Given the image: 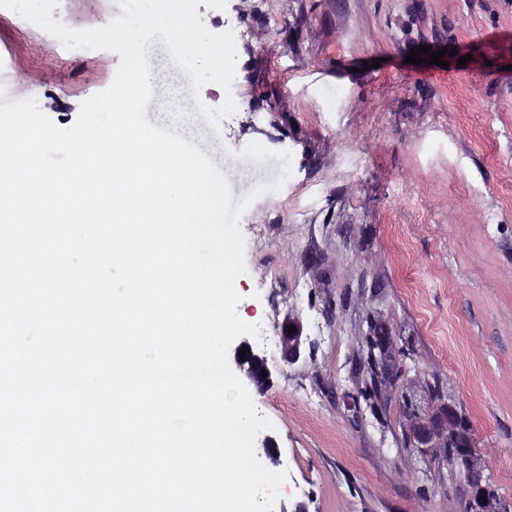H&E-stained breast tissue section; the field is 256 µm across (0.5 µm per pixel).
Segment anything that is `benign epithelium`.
<instances>
[{
	"label": "benign epithelium",
	"instance_id": "1",
	"mask_svg": "<svg viewBox=\"0 0 512 512\" xmlns=\"http://www.w3.org/2000/svg\"><path fill=\"white\" fill-rule=\"evenodd\" d=\"M379 326L383 332L376 363L380 380L378 390L381 391L391 385L397 357L404 355L405 348L398 342V337L391 335L387 323L381 322ZM280 342L285 361L293 364L301 359L305 339L299 320L288 318L282 323ZM243 350L246 351L245 360L239 357ZM228 363L247 388L262 392L273 382V371L266 356L247 339L241 340L233 348ZM264 370L267 371L265 376L262 375ZM405 432L424 453L434 450L444 453L449 443L457 445L455 451L458 454L460 470L469 487L465 512H512L490 488L483 458L475 448L472 430L460 421V412L454 401L429 402L408 414L405 416Z\"/></svg>",
	"mask_w": 512,
	"mask_h": 512
}]
</instances>
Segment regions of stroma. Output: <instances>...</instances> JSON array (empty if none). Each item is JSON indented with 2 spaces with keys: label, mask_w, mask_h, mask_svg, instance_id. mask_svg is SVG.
Wrapping results in <instances>:
<instances>
[{
  "label": "stroma",
  "mask_w": 512,
  "mask_h": 512,
  "mask_svg": "<svg viewBox=\"0 0 512 512\" xmlns=\"http://www.w3.org/2000/svg\"><path fill=\"white\" fill-rule=\"evenodd\" d=\"M205 27L233 32L230 89L185 95L188 75L162 41L146 118L167 126L226 176L245 267L239 317L274 369L252 399L274 426L279 505L292 512H464L458 469L405 447L399 396L372 402L369 319L412 339L414 362L469 419L486 473L512 503V0H227L198 6ZM118 0H59L74 30L121 16ZM450 53L448 67L407 63L411 48ZM466 66H459L460 56ZM119 54L82 55L15 12L0 14V104L36 99L58 126L108 88ZM235 110L211 129L199 106ZM253 141L273 150L243 158ZM279 191L252 197L281 173ZM299 318L303 358L282 359L280 326Z\"/></svg>",
  "instance_id": "stroma-1"
}]
</instances>
